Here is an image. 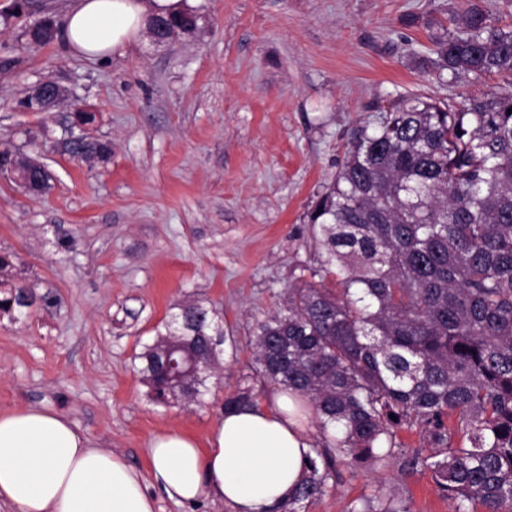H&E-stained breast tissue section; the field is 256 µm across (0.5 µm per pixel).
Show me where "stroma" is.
<instances>
[{
  "instance_id": "35a3bbf8",
  "label": "stroma",
  "mask_w": 512,
  "mask_h": 512,
  "mask_svg": "<svg viewBox=\"0 0 512 512\" xmlns=\"http://www.w3.org/2000/svg\"><path fill=\"white\" fill-rule=\"evenodd\" d=\"M71 2L29 0L11 18L0 0V149L50 173L39 196L0 174V254L12 257L10 279L42 298L0 315V410L63 414L145 473L155 434L206 442L240 385L261 404L280 392L251 375L248 330L318 258L306 215L352 130L399 97L457 101L500 79L439 74L435 41L455 30L462 0H198L194 34L96 62L24 35ZM47 78L72 97L28 111L29 89ZM79 109L94 113L109 161L56 150ZM188 299L215 307L239 350L221 346L199 402L159 405L135 357ZM381 490L411 512L453 510L430 472L392 460L337 463L306 512H350Z\"/></svg>"
}]
</instances>
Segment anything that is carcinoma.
<instances>
[{
	"mask_svg": "<svg viewBox=\"0 0 512 512\" xmlns=\"http://www.w3.org/2000/svg\"><path fill=\"white\" fill-rule=\"evenodd\" d=\"M453 80L501 76L458 104L400 98L350 136L307 229L317 265L298 266L280 307L248 333L252 369L297 393L331 434L280 512L324 495L347 458L428 471L454 512H512V30L474 5L438 42ZM105 161L100 140L80 146ZM337 278L338 288L326 281ZM219 312L177 306L138 355L152 399L201 395L196 355L224 335ZM255 403L251 387L224 409ZM417 430L409 449L398 431ZM351 512H410L378 494Z\"/></svg>",
	"mask_w": 512,
	"mask_h": 512,
	"instance_id": "cac0c4a2",
	"label": "carcinoma"
}]
</instances>
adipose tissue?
<instances>
[{
    "label": "adipose tissue",
    "mask_w": 512,
    "mask_h": 512,
    "mask_svg": "<svg viewBox=\"0 0 512 512\" xmlns=\"http://www.w3.org/2000/svg\"><path fill=\"white\" fill-rule=\"evenodd\" d=\"M195 0H73L59 37L94 61L124 56L153 15ZM313 453L290 399L225 411L206 444L179 431L154 435L150 475L178 502L213 497L233 512H272L298 485ZM144 477L72 421L41 407L0 411V504L17 512H155Z\"/></svg>",
    "instance_id": "ef3b65f1"
}]
</instances>
